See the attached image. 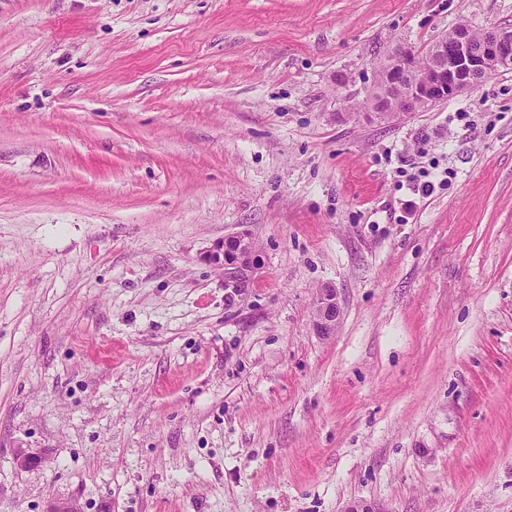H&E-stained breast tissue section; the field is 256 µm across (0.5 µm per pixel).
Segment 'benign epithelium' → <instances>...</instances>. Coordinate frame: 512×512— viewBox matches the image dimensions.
Here are the masks:
<instances>
[{
    "label": "benign epithelium",
    "instance_id": "7a95c632",
    "mask_svg": "<svg viewBox=\"0 0 512 512\" xmlns=\"http://www.w3.org/2000/svg\"><path fill=\"white\" fill-rule=\"evenodd\" d=\"M503 68H512V29H487L477 43L474 32L459 25L452 37H442L424 52L396 45L370 94V108L388 119L420 112L480 85ZM209 259L224 268V279L235 291L248 286L260 265L254 242L244 232L224 238ZM339 313L336 289H321L313 315L318 335L333 334ZM15 461L19 469L31 471L42 466L44 457L20 449Z\"/></svg>",
    "mask_w": 512,
    "mask_h": 512
}]
</instances>
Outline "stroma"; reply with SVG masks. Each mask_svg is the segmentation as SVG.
Segmentation results:
<instances>
[{
    "instance_id": "1",
    "label": "stroma",
    "mask_w": 512,
    "mask_h": 512,
    "mask_svg": "<svg viewBox=\"0 0 512 512\" xmlns=\"http://www.w3.org/2000/svg\"><path fill=\"white\" fill-rule=\"evenodd\" d=\"M461 24L512 0H0V512H512V70L367 108ZM209 259L224 268V279L235 291L248 286L260 265L254 242L244 232L225 237L210 253ZM340 306L335 288H322L314 300L313 324L320 336H330L336 328Z\"/></svg>"
}]
</instances>
